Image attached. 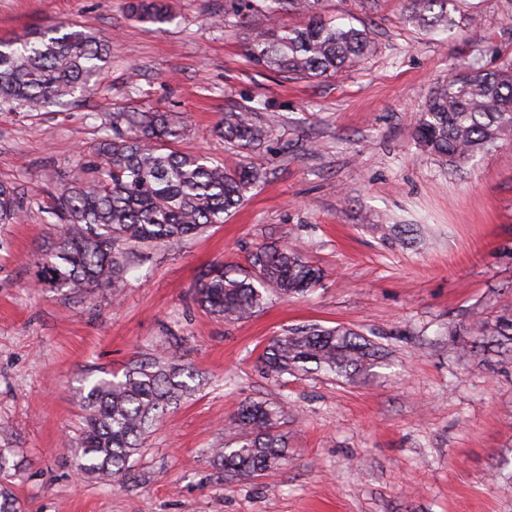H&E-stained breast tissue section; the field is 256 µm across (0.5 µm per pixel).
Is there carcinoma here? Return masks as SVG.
Wrapping results in <instances>:
<instances>
[{"label": "carcinoma", "instance_id": "1", "mask_svg": "<svg viewBox=\"0 0 512 512\" xmlns=\"http://www.w3.org/2000/svg\"><path fill=\"white\" fill-rule=\"evenodd\" d=\"M322 0H224L229 25L257 11L270 22L283 12L303 22L283 28L270 39L247 46L248 60L287 78L319 79L335 75L375 49L369 28L327 18ZM457 0H403L406 16L425 30L473 37L477 20L456 22ZM138 20L170 24L174 16L164 0H128ZM109 41L71 23L35 30L22 38L0 41V112H41L76 100L106 67ZM454 76L430 96L411 130L426 152L449 162L476 158L512 137V62L495 72L463 61ZM260 108L235 107L224 112L217 133L237 149L234 166L202 153L180 150L189 135L181 112L114 109L104 135L81 153L85 176L59 187L52 238L40 254L42 273L58 293L91 301L100 291L120 295L130 259L141 250L163 245L178 248L190 237L224 223L246 193L265 176L260 147L272 136ZM29 202L18 188L0 181V224H13ZM322 279L320 269L292 244H260L249 270L220 265L205 270L196 299L210 314L226 321L245 318L267 304L269 291L285 297L307 294ZM478 338L462 347L461 357L484 355L483 342L512 356V313L479 323ZM379 348L362 334L317 324L293 328L273 337L259 356L262 374L280 377L316 370L351 380L370 372ZM195 373L171 353L133 361L112 377L83 380L77 398L85 426L72 445L76 473L120 484L147 434L170 409L197 388ZM284 409L272 400L246 401L234 415L238 436L210 449L224 475L251 480L288 461L282 432ZM22 459L0 426V512H17L11 480Z\"/></svg>", "mask_w": 512, "mask_h": 512}]
</instances>
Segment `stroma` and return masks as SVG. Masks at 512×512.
Returning <instances> with one entry per match:
<instances>
[{
    "instance_id": "1",
    "label": "stroma",
    "mask_w": 512,
    "mask_h": 512,
    "mask_svg": "<svg viewBox=\"0 0 512 512\" xmlns=\"http://www.w3.org/2000/svg\"><path fill=\"white\" fill-rule=\"evenodd\" d=\"M166 4L175 20L160 27L131 17L126 0H0V39L77 23L114 43L81 101L0 112V179L30 203L0 224V425L26 461L20 512H512V357L462 358L448 333L512 308V140L452 165L410 134L459 60L495 71L512 59V0H458L481 20L473 41L409 23L401 0H366L352 23L371 29L375 52L314 81L247 60L248 44L272 33L264 17L224 27V0ZM256 104L278 121L267 175L222 224L179 250L151 248L116 305L39 282L51 192L76 174L104 113H184L183 149L232 165L237 152L214 128L229 106ZM292 239L323 272L307 296L270 294L235 323L199 307L202 271L247 269L253 247ZM313 323L362 333L383 364L349 381L262 374L268 339ZM174 349L198 374L196 393L153 428L123 485L76 475L65 442L80 431L81 378ZM259 399L287 403L288 461L228 479L208 450L234 438L238 405Z\"/></svg>"
}]
</instances>
